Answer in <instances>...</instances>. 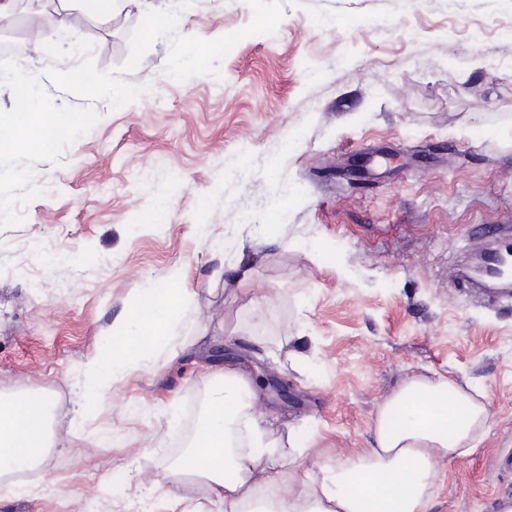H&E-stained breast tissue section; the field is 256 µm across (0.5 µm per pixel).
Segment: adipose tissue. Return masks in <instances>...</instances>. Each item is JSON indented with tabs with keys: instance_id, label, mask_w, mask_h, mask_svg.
I'll use <instances>...</instances> for the list:
<instances>
[{
	"instance_id": "1",
	"label": "adipose tissue",
	"mask_w": 512,
	"mask_h": 512,
	"mask_svg": "<svg viewBox=\"0 0 512 512\" xmlns=\"http://www.w3.org/2000/svg\"><path fill=\"white\" fill-rule=\"evenodd\" d=\"M37 74L6 80L10 106L0 105V156L22 147L39 148L72 130L77 117L47 112L34 104ZM182 293L175 287L152 288L128 311L137 326L108 330L105 353L81 366L85 391L106 399L113 382L136 369L139 360L166 348L173 338ZM207 399V413L173 473L204 479L212 504L224 512H430L439 478L438 459L473 452L488 412L473 389L451 380L416 377L380 403L372 420L374 444L350 466L319 467L311 481L285 478L282 470L254 480L262 460L277 461L279 445L259 424L260 413L248 381L234 372L218 373ZM54 404L41 392L0 397V471L42 464L54 433L49 415Z\"/></svg>"
}]
</instances>
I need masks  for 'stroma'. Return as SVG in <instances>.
<instances>
[{"mask_svg": "<svg viewBox=\"0 0 512 512\" xmlns=\"http://www.w3.org/2000/svg\"><path fill=\"white\" fill-rule=\"evenodd\" d=\"M154 8L173 23L152 34ZM63 16L36 100L81 121L0 157V393H48L57 439L34 476L0 480V512H194L203 481L170 473L224 369L289 381L285 401L254 392L302 480L371 448L412 378L471 385L486 433L437 461L431 512H512V300L448 279L512 225V0H141L109 20L63 0L0 36ZM71 53L98 95L59 72ZM161 197L166 220L147 219ZM175 268V357L98 408L82 363ZM67 77L76 86V88L87 96H95L99 93L102 86V77L91 72H70Z\"/></svg>", "mask_w": 512, "mask_h": 512, "instance_id": "1", "label": "stroma"}]
</instances>
